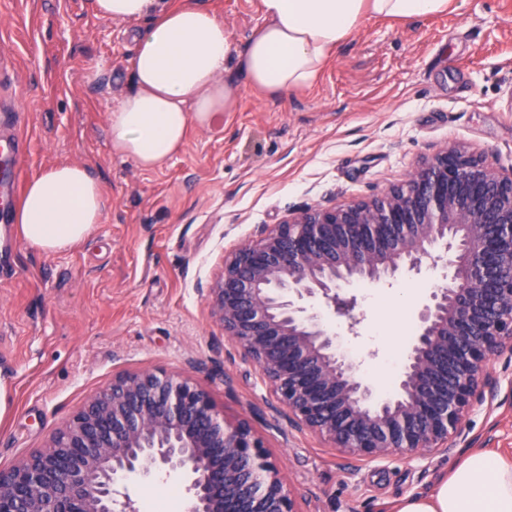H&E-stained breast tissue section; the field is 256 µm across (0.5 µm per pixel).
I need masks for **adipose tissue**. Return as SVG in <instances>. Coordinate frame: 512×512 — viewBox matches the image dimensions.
I'll use <instances>...</instances> for the list:
<instances>
[{
    "label": "adipose tissue",
    "mask_w": 512,
    "mask_h": 512,
    "mask_svg": "<svg viewBox=\"0 0 512 512\" xmlns=\"http://www.w3.org/2000/svg\"><path fill=\"white\" fill-rule=\"evenodd\" d=\"M453 0H261L264 25L233 48L224 20L197 0H96L99 17L137 23L133 88L108 113L112 150L138 167L162 166L190 127L234 111L242 85L267 97L310 86L339 47L371 18L409 21L447 11ZM107 201L86 167L49 168L26 186L15 232L54 254L86 241ZM398 512H512V463L475 452L427 497Z\"/></svg>",
    "instance_id": "1"
}]
</instances>
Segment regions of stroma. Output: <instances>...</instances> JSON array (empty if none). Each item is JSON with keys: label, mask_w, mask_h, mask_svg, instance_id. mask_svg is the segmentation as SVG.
Here are the masks:
<instances>
[{"label": "stroma", "mask_w": 512, "mask_h": 512, "mask_svg": "<svg viewBox=\"0 0 512 512\" xmlns=\"http://www.w3.org/2000/svg\"><path fill=\"white\" fill-rule=\"evenodd\" d=\"M94 0H0V101L26 147L23 181L87 166L107 195L86 241L46 255L0 211V467L46 445L116 374L162 370L210 393L227 421L248 419L300 512H396L475 450L512 460V362L497 359L492 407L469 414L446 454L356 462L291 429L256 368L210 315L201 285L257 225L327 200L346 203L401 181L430 147L462 143L512 166V0L412 21L370 19L315 84L277 99L243 87L236 111L191 128L146 170L113 153L111 106L131 88L135 26L96 16ZM234 48L261 24L259 0H204ZM430 282L354 283L359 335L348 355L391 395L386 363Z\"/></svg>", "instance_id": "1"}]
</instances>
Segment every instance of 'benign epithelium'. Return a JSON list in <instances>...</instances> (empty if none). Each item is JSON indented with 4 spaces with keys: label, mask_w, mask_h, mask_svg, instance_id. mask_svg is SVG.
Masks as SVG:
<instances>
[{
    "label": "benign epithelium",
    "mask_w": 512,
    "mask_h": 512,
    "mask_svg": "<svg viewBox=\"0 0 512 512\" xmlns=\"http://www.w3.org/2000/svg\"><path fill=\"white\" fill-rule=\"evenodd\" d=\"M428 270L439 276L380 399L318 308L355 335L351 284ZM201 293L290 427L358 461L446 453L473 407L497 396L491 362L512 359V167L438 147L379 197L258 225ZM153 469L184 477L188 512H300L247 420L227 423L202 385L150 370L117 374L44 447L0 467V512H136L121 488Z\"/></svg>",
    "instance_id": "benign-epithelium-1"
}]
</instances>
